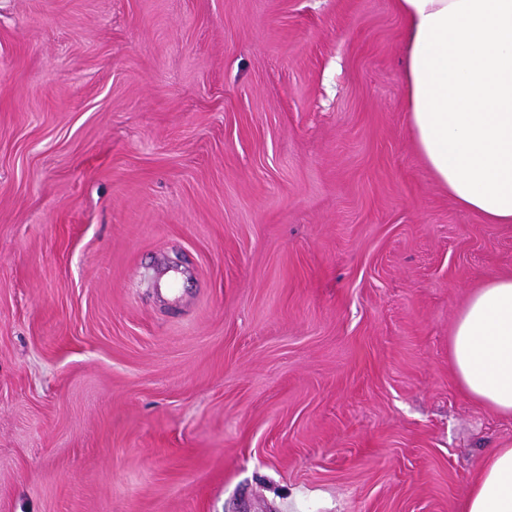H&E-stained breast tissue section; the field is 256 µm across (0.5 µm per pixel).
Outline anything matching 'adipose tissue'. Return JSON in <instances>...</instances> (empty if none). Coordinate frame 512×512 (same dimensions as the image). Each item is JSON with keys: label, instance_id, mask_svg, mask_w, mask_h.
Masks as SVG:
<instances>
[{"label": "adipose tissue", "instance_id": "adipose-tissue-1", "mask_svg": "<svg viewBox=\"0 0 512 512\" xmlns=\"http://www.w3.org/2000/svg\"><path fill=\"white\" fill-rule=\"evenodd\" d=\"M408 38L405 110L417 150L462 208L512 224V0H394ZM449 356L463 391L512 418V277L460 311ZM462 512H512V446L493 450Z\"/></svg>", "mask_w": 512, "mask_h": 512}]
</instances>
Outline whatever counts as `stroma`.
<instances>
[{"label": "stroma", "mask_w": 512, "mask_h": 512, "mask_svg": "<svg viewBox=\"0 0 512 512\" xmlns=\"http://www.w3.org/2000/svg\"><path fill=\"white\" fill-rule=\"evenodd\" d=\"M393 0H0V512H461L512 224L403 108ZM463 391L512 418V277H491L470 295L449 341Z\"/></svg>", "instance_id": "1"}]
</instances>
